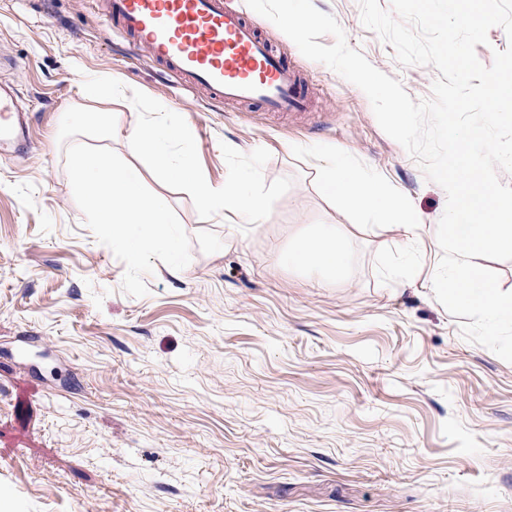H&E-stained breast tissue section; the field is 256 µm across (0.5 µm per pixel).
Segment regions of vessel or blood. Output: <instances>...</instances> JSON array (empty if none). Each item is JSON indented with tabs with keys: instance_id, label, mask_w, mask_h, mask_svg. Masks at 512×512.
I'll list each match as a JSON object with an SVG mask.
<instances>
[{
	"instance_id": "vessel-or-blood-1",
	"label": "vessel or blood",
	"mask_w": 512,
	"mask_h": 512,
	"mask_svg": "<svg viewBox=\"0 0 512 512\" xmlns=\"http://www.w3.org/2000/svg\"><path fill=\"white\" fill-rule=\"evenodd\" d=\"M100 13L134 49L147 51L209 99L258 104L271 113L308 107L304 82L233 0H100ZM27 139L16 94L0 84V156L18 153Z\"/></svg>"
}]
</instances>
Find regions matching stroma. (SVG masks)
<instances>
[{
    "label": "stroma",
    "instance_id": "1",
    "mask_svg": "<svg viewBox=\"0 0 512 512\" xmlns=\"http://www.w3.org/2000/svg\"><path fill=\"white\" fill-rule=\"evenodd\" d=\"M349 45L413 100L438 72L401 65L358 0H313ZM95 0H0V80L31 117L0 160V512H512V363L464 340L435 299L447 195L379 126L365 93L247 13L314 92L302 117L224 107L132 52ZM140 90L195 127L209 185L221 150H269L266 182L293 184L263 223L199 217L144 171L191 239L190 263L155 262L149 292L78 207L58 130L72 107L110 110L127 162L138 114L94 99L91 75ZM382 174L415 236L323 189L321 158ZM344 243L333 281L282 253L325 228ZM414 250L419 263L387 275Z\"/></svg>",
    "mask_w": 512,
    "mask_h": 512
}]
</instances>
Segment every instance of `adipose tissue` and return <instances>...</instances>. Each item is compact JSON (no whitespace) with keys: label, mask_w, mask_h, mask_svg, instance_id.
Listing matches in <instances>:
<instances>
[{"label":"adipose tissue","mask_w":512,"mask_h":512,"mask_svg":"<svg viewBox=\"0 0 512 512\" xmlns=\"http://www.w3.org/2000/svg\"><path fill=\"white\" fill-rule=\"evenodd\" d=\"M325 189L346 205L368 212L391 224L405 225L408 232L418 228V217L402 198L391 192L377 173L350 165L342 156L326 158ZM285 262L321 278L332 280L340 274L343 257L334 229H322L312 241H302L284 257Z\"/></svg>","instance_id":"1"}]
</instances>
